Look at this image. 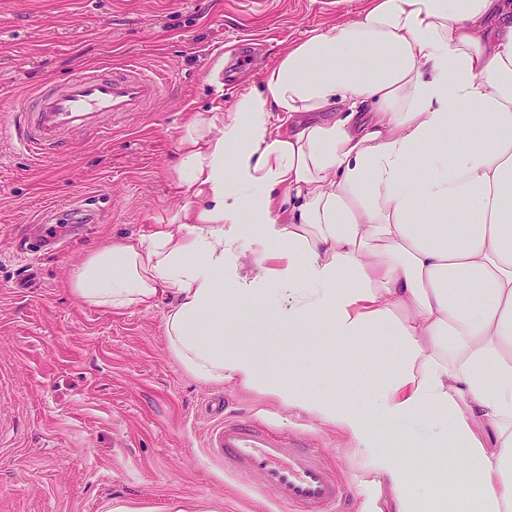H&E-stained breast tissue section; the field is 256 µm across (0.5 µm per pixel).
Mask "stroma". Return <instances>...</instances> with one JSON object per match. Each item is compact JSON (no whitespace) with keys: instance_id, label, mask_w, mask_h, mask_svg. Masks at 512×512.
<instances>
[{"instance_id":"stroma-1","label":"stroma","mask_w":512,"mask_h":512,"mask_svg":"<svg viewBox=\"0 0 512 512\" xmlns=\"http://www.w3.org/2000/svg\"><path fill=\"white\" fill-rule=\"evenodd\" d=\"M357 0H0V125L42 82L79 68L139 61L160 67L161 100L112 122L103 141L73 133L60 155L34 163L0 135V512H270L274 494L258 476H241L204 448L223 399L224 416L260 423L294 446L320 449L350 487L348 512L373 495L363 459L335 430L256 391L187 374L170 353L164 317L171 304L121 314L80 301L75 268L90 249L150 232L172 203L171 168L186 113L223 94L262 85L268 66L314 29L350 18ZM251 49L233 57L239 38ZM100 214L72 224L71 203ZM70 228L58 251L32 255L38 219ZM287 292L224 312V333L244 336L262 371L302 380L308 390L366 407L398 356L371 351L316 329L304 357L306 327L278 314ZM358 377H349L348 365ZM373 424L385 448L419 467L434 455L386 416Z\"/></svg>"}]
</instances>
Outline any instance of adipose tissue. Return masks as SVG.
<instances>
[{
	"instance_id": "adipose-tissue-1",
	"label": "adipose tissue",
	"mask_w": 512,
	"mask_h": 512,
	"mask_svg": "<svg viewBox=\"0 0 512 512\" xmlns=\"http://www.w3.org/2000/svg\"><path fill=\"white\" fill-rule=\"evenodd\" d=\"M171 178L155 230L87 254L79 299L120 313L174 297L164 331L187 373L362 450L377 494L361 512H512V0H359L233 112L191 113ZM299 280L289 322L327 314L342 340L394 347L372 405L450 461L412 471L360 410L263 375L225 338L216 308Z\"/></svg>"
}]
</instances>
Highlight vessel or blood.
I'll use <instances>...</instances> for the list:
<instances>
[{
  "label": "vessel or blood",
  "mask_w": 512,
  "mask_h": 512,
  "mask_svg": "<svg viewBox=\"0 0 512 512\" xmlns=\"http://www.w3.org/2000/svg\"><path fill=\"white\" fill-rule=\"evenodd\" d=\"M162 91L161 75L132 62L85 72L64 84L36 89L22 102L8 131L38 160L56 151L73 130L92 128L109 136V118L147 111ZM205 448L210 458L228 467L258 473L285 512H342L346 485L322 461L319 449L292 448L287 438L220 417Z\"/></svg>",
  "instance_id": "1"
}]
</instances>
